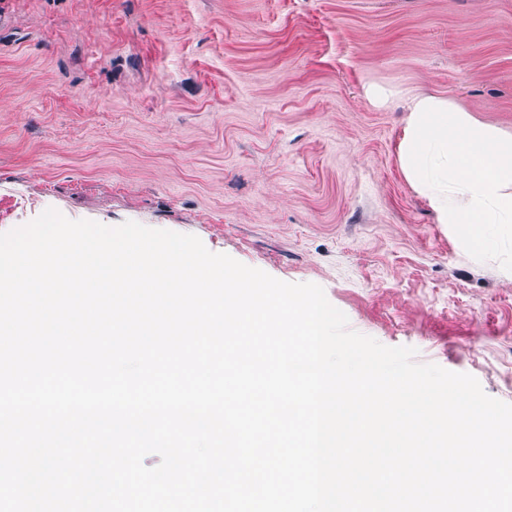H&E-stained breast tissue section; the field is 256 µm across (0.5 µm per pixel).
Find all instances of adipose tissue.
Listing matches in <instances>:
<instances>
[{"label": "adipose tissue", "instance_id": "1", "mask_svg": "<svg viewBox=\"0 0 512 512\" xmlns=\"http://www.w3.org/2000/svg\"><path fill=\"white\" fill-rule=\"evenodd\" d=\"M406 99L399 149L406 180L466 252L512 257V132L480 121L450 97Z\"/></svg>", "mask_w": 512, "mask_h": 512}]
</instances>
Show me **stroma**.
Masks as SVG:
<instances>
[{
    "label": "stroma",
    "mask_w": 512,
    "mask_h": 512,
    "mask_svg": "<svg viewBox=\"0 0 512 512\" xmlns=\"http://www.w3.org/2000/svg\"><path fill=\"white\" fill-rule=\"evenodd\" d=\"M374 83L512 132V0H0V233L194 235L512 403V259L437 222Z\"/></svg>",
    "instance_id": "35a3bbf8"
}]
</instances>
